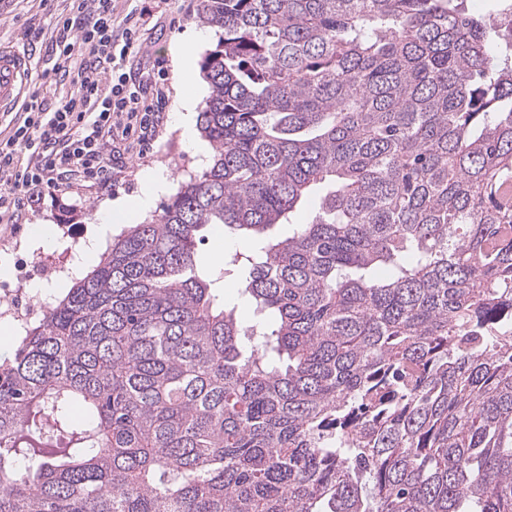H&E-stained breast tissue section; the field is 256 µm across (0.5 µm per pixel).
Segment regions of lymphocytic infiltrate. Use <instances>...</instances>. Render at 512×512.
I'll return each instance as SVG.
<instances>
[{"instance_id":"lymphocytic-infiltrate-1","label":"lymphocytic infiltrate","mask_w":512,"mask_h":512,"mask_svg":"<svg viewBox=\"0 0 512 512\" xmlns=\"http://www.w3.org/2000/svg\"><path fill=\"white\" fill-rule=\"evenodd\" d=\"M50 39L59 58L51 82L61 98L51 110L32 91L0 130V223L38 208L68 172L79 173L83 187H111L125 158L146 154L164 125V60L153 61L148 84L124 69L141 47L134 15L118 17L113 0H69Z\"/></svg>"}]
</instances>
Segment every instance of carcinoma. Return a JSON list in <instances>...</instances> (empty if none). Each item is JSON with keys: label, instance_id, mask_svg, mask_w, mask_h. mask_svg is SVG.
Instances as JSON below:
<instances>
[{"label": "carcinoma", "instance_id": "cac0c4a2", "mask_svg": "<svg viewBox=\"0 0 512 512\" xmlns=\"http://www.w3.org/2000/svg\"><path fill=\"white\" fill-rule=\"evenodd\" d=\"M198 16L213 162L0 363V512H512V64L486 20ZM213 226L245 246L202 267ZM239 270L270 320L218 298Z\"/></svg>", "mask_w": 512, "mask_h": 512}]
</instances>
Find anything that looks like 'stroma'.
<instances>
[{"mask_svg": "<svg viewBox=\"0 0 512 512\" xmlns=\"http://www.w3.org/2000/svg\"><path fill=\"white\" fill-rule=\"evenodd\" d=\"M67 5L66 0H0V45L29 54L32 60L33 84L41 86L47 105H55L58 93L50 82L57 58L48 49L46 33L54 16ZM199 0H161L159 7L143 24V61L152 64L164 59L174 66V51L181 48L191 53L194 62H201L205 53L218 40L215 28L198 20ZM468 12L494 16L499 34L493 37L491 49L503 56L512 39V5L507 0H465ZM212 148L198 152L185 144L172 124H165L154 149L143 159H133L125 179L113 187L111 194L92 190H64L46 197L38 211L27 212L21 223L0 225V259L8 270L0 275V289L15 286L21 270L34 274L33 285L25 286L21 305L42 311L54 302V295L34 291V284L55 285L65 273L72 271L78 249L87 243L98 225L97 216L111 199L128 197L138 192L143 177L150 171H164L171 189H178L189 176L207 168L213 158ZM41 224L49 228L53 241L39 244L31 235V227Z\"/></svg>", "mask_w": 512, "mask_h": 512, "instance_id": "35a3bbf8", "label": "stroma"}]
</instances>
